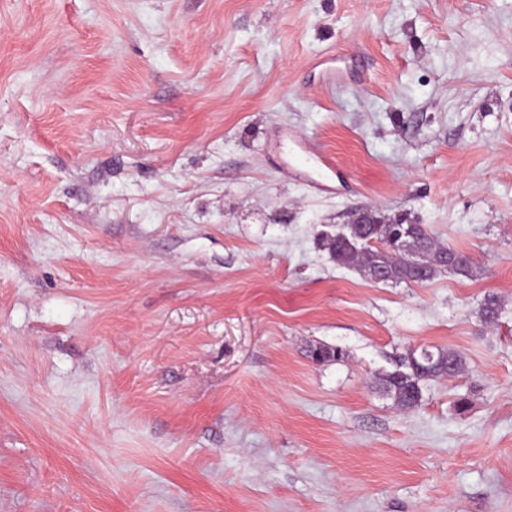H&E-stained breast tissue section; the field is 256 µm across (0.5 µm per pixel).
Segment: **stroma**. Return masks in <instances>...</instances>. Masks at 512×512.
<instances>
[{"label":"stroma","mask_w":512,"mask_h":512,"mask_svg":"<svg viewBox=\"0 0 512 512\" xmlns=\"http://www.w3.org/2000/svg\"><path fill=\"white\" fill-rule=\"evenodd\" d=\"M0 512H512V0H0ZM367 211L377 222L369 224L371 223L369 215L364 211H359L353 216L348 225V234L342 233L340 240L345 247L350 248L362 245L367 240L368 235L369 239L377 244V247L367 246V251L345 250L338 243V234L330 236L326 239V244L339 266L354 268L358 271L360 269L365 277L375 267L370 278L377 282H427V280L423 281L416 273L418 267H425L430 271L428 279H433L442 272L466 278L472 276L474 263L470 255L440 244L429 232L426 225L394 224L392 222L391 224H383L384 222L378 212L372 209ZM363 224L366 226L367 235ZM400 228L403 232L414 231L418 244V249L410 250L411 254L406 257L402 256L406 249L399 242L400 237L396 236L397 230ZM376 266L385 267L389 275L393 277L385 279V269ZM433 352L435 360L444 358L445 366L412 367L408 353L402 357L398 369L382 376L383 389L394 399L397 406L409 408L417 405L422 399L423 387L427 381L439 377H455L462 372V360L456 352L442 348H436Z\"/></svg>","instance_id":"35a3bbf8"}]
</instances>
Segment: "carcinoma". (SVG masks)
I'll list each match as a JSON object with an SVG mask.
<instances>
[{
  "label": "carcinoma",
  "mask_w": 512,
  "mask_h": 512,
  "mask_svg": "<svg viewBox=\"0 0 512 512\" xmlns=\"http://www.w3.org/2000/svg\"><path fill=\"white\" fill-rule=\"evenodd\" d=\"M369 213L374 217V223L366 225L367 235L376 246H368L364 251L345 250L340 247L338 236H331L326 239V244L336 264L357 269L365 275L372 268L383 266L392 275V282H422L417 274L419 267L427 268L432 278L442 272L466 278L472 276L474 263L470 255L438 245L426 225L385 224L378 212L371 209ZM434 355L437 359H444L446 365L415 368L405 355L398 369L382 376L383 389L397 406L409 408L417 405L427 381L455 377L462 372V360L456 352L438 348Z\"/></svg>",
  "instance_id": "obj_1"
}]
</instances>
